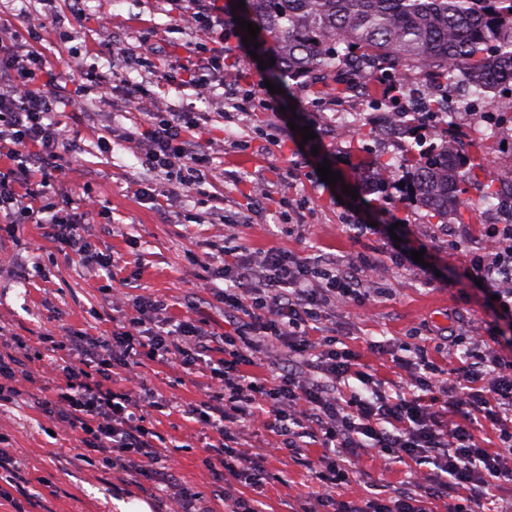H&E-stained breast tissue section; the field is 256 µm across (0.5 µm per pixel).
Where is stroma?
I'll return each mask as SVG.
<instances>
[{"instance_id":"obj_1","label":"stroma","mask_w":512,"mask_h":512,"mask_svg":"<svg viewBox=\"0 0 512 512\" xmlns=\"http://www.w3.org/2000/svg\"><path fill=\"white\" fill-rule=\"evenodd\" d=\"M70 5L71 0H56L64 23L43 33L36 48L46 60V74L85 95V111L61 108L55 114L79 145L77 154L63 153L61 161L70 167L69 196L77 201L89 193L99 201L85 242L90 252L110 256L113 268L69 261L36 224L0 231V353L13 355L32 376L15 402L0 405V447L21 466L28 492L42 498L31 512H118L121 500L154 505L197 491L205 493L214 512H222L221 485L205 463L213 451L185 413L187 405L204 399L209 375H188L150 361L139 378L128 379L121 369L112 376L113 388L144 385L168 401L164 410L143 412L147 427L179 447L176 480L168 485L158 483L151 471L127 480L128 461L118 451L111 466L86 464L80 434L44 417L37 401L52 396L57 384L46 372L62 355L52 337L80 341L110 334L114 322L132 314L141 298L165 300L160 318L168 326L190 319L219 336L230 330L236 314L224 307L225 284L217 274L224 244L255 264L271 250L300 258L379 261L386 296L364 309L336 305L328 327L338 347L355 351L361 370L389 392L409 381V364L420 353L443 373L455 368L446 340L451 329L485 337L490 327L499 326L496 304L487 287L476 285L470 267L489 225L498 221L481 193L470 190L459 216L444 224L412 203L409 188L397 179H389L381 191L373 189L380 166L404 159L403 139L386 132L375 108L387 79L356 90L348 74L338 73L334 80L343 92L328 96L307 78H289L273 94L265 84L268 71L232 37L224 46L225 72L273 108L220 116L181 85L195 37L176 29L166 0H82L77 16ZM102 20L109 22L113 39L100 31ZM142 40L156 52L132 80L146 95L162 97L169 111L198 114V135L213 174L202 193L174 196L160 210L137 195L141 181L153 174L127 140L146 125L141 104L125 101L118 89L100 97L88 79L95 72L122 73L124 48ZM292 106L309 114L313 148H302L301 134L290 130ZM491 110L482 99L475 109L456 112L455 122L470 154L501 188L512 184V170L502 166L503 160H512V121L488 138ZM326 161L342 175V186L321 181L317 167ZM346 185L357 190V197L343 194ZM259 187L266 197L256 196ZM371 222L397 224L399 233L422 250L428 269L400 258L382 235L349 230ZM377 344L385 355L374 352ZM320 454L312 446L299 463L280 455L268 458L265 512H298L313 499L320 483L306 462ZM361 466V474L336 489V498L357 502L372 492L410 487L417 473L434 470L433 464L417 467L381 452L365 455Z\"/></svg>"}]
</instances>
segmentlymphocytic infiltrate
I'll use <instances>...</instances> for the list:
<instances>
[{"instance_id":"1","label":"lymphocytic infiltrate","mask_w":512,"mask_h":512,"mask_svg":"<svg viewBox=\"0 0 512 512\" xmlns=\"http://www.w3.org/2000/svg\"><path fill=\"white\" fill-rule=\"evenodd\" d=\"M181 29L195 34L196 56L188 86L197 99L218 101V91L233 85L226 74L222 50L226 35H238L237 25H225L224 10L216 0H167ZM43 57L19 31L0 26V157L10 168L0 169V218L22 217L45 227L46 237L61 241L79 263H93L84 247L82 216L92 215L96 201L83 199L82 215L66 211L58 190L65 183L60 151L77 146L50 115L56 105L80 111V94L42 81ZM148 125L135 141L148 169L180 171L172 187L141 184L139 194L152 203L174 192L191 193L211 175L209 156L194 133L199 120L192 112H171L161 98L148 100ZM222 275L226 282L225 308L241 317L233 332L214 338L192 321L174 331L150 330L164 303L150 299L138 304L111 335L90 345L72 344L62 362L52 363L59 384L54 397L41 401L46 416L80 433L82 441L111 464L110 452L155 464L162 461L165 440L144 425L145 408H163L158 394L131 393L112 387V368L135 371L144 361L177 365L192 372L202 363L214 341H222L225 359L211 371L206 399L188 408L202 426L204 438H217L220 465L228 472L222 498L230 512H261L258 499L244 498L240 487L260 489L266 479L264 454L243 449L245 425L260 426L275 437L276 453L302 455L305 440L322 450L324 470L318 478L322 493L316 506L335 512H438L449 492L463 495L448 512H474L489 499L495 481H512V361L493 348L463 353V366L453 380L442 382L436 366L419 355L409 391L388 395L372 388L369 373L357 371V353L336 346L326 333L333 302L358 306L378 298L381 266L376 262L311 263L281 252H267L260 265L234 256L224 248ZM476 276L490 285L512 318V225L493 231L485 257L475 259ZM269 341L302 357L303 368L273 377L270 384L249 379L242 368L250 364L258 341ZM358 377L368 394H345L340 384ZM497 426L499 447H485L474 427L480 419ZM375 449L415 464L431 463L433 474L416 489L397 488L368 499L365 508L335 501L332 486L347 483L359 473L362 452Z\"/></svg>"}]
</instances>
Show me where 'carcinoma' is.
<instances>
[{
    "label": "carcinoma",
    "mask_w": 512,
    "mask_h": 512,
    "mask_svg": "<svg viewBox=\"0 0 512 512\" xmlns=\"http://www.w3.org/2000/svg\"><path fill=\"white\" fill-rule=\"evenodd\" d=\"M241 17L267 34L264 51L278 57L283 73L315 79L322 93L343 89L321 79L347 71L367 86L386 72L394 81L428 80L439 87L469 86L491 97L498 114L512 112V0H244ZM438 116L441 140L418 153L407 148L405 170L386 164L375 175L382 186L394 176L442 222L457 212L459 194L493 193V181L475 178L474 160L462 151L448 115V97L431 95L419 110L391 113V130L408 135L422 116Z\"/></svg>",
    "instance_id": "cac0c4a2"
}]
</instances>
